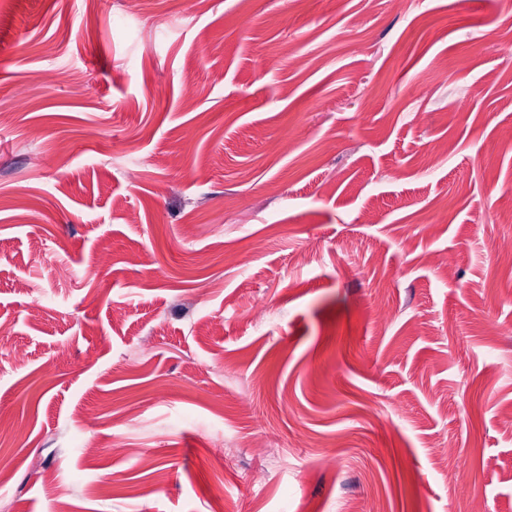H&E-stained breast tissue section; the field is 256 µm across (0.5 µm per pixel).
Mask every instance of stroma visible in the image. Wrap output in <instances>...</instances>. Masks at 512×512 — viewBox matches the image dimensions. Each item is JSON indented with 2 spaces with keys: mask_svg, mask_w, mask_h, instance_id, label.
<instances>
[{
  "mask_svg": "<svg viewBox=\"0 0 512 512\" xmlns=\"http://www.w3.org/2000/svg\"><path fill=\"white\" fill-rule=\"evenodd\" d=\"M510 127L512 0H0V512H512Z\"/></svg>",
  "mask_w": 512,
  "mask_h": 512,
  "instance_id": "1",
  "label": "stroma"
}]
</instances>
